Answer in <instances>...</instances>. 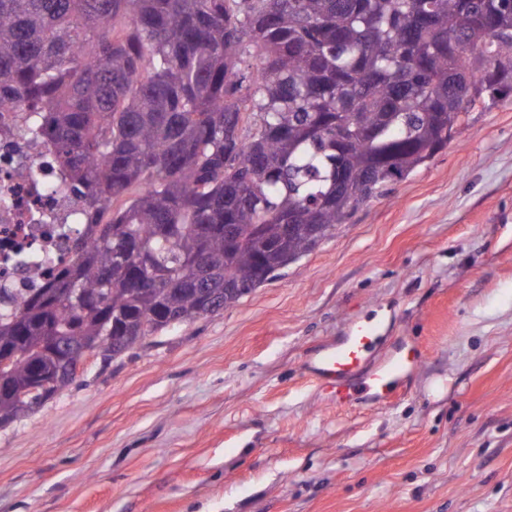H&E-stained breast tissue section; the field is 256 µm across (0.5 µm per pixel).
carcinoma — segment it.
<instances>
[{
    "instance_id": "1",
    "label": "carcinoma",
    "mask_w": 512,
    "mask_h": 512,
    "mask_svg": "<svg viewBox=\"0 0 512 512\" xmlns=\"http://www.w3.org/2000/svg\"><path fill=\"white\" fill-rule=\"evenodd\" d=\"M511 93L512 0H0V113L112 208L0 320V423L233 306Z\"/></svg>"
}]
</instances>
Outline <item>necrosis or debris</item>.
Returning <instances> with one entry per match:
<instances>
[{
    "instance_id": "4bbe7bcc",
    "label": "necrosis or debris",
    "mask_w": 512,
    "mask_h": 512,
    "mask_svg": "<svg viewBox=\"0 0 512 512\" xmlns=\"http://www.w3.org/2000/svg\"><path fill=\"white\" fill-rule=\"evenodd\" d=\"M25 108L0 114V319L9 299L36 294L72 262L78 245H90L95 206L73 187L47 136L26 129Z\"/></svg>"
}]
</instances>
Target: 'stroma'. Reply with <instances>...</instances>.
<instances>
[{"label":"stroma","instance_id":"35a3bbf8","mask_svg":"<svg viewBox=\"0 0 512 512\" xmlns=\"http://www.w3.org/2000/svg\"><path fill=\"white\" fill-rule=\"evenodd\" d=\"M417 346L391 403L312 353ZM0 512H512V98L234 306L0 428ZM380 336L370 322L357 324L341 342L321 349L311 366L312 375L326 388L336 406L363 400L391 402L414 367L408 353H395L375 366L370 354Z\"/></svg>","mask_w":512,"mask_h":512}]
</instances>
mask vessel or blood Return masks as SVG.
<instances>
[{
	"label": "vessel or blood",
	"mask_w": 512,
	"mask_h": 512,
	"mask_svg": "<svg viewBox=\"0 0 512 512\" xmlns=\"http://www.w3.org/2000/svg\"><path fill=\"white\" fill-rule=\"evenodd\" d=\"M378 341L371 323L355 326L341 342L321 349L312 365L315 379L330 393L336 405L349 406L363 400L391 402L414 367L407 354H392L371 364L370 354Z\"/></svg>",
	"instance_id": "vessel-or-blood-1"
}]
</instances>
